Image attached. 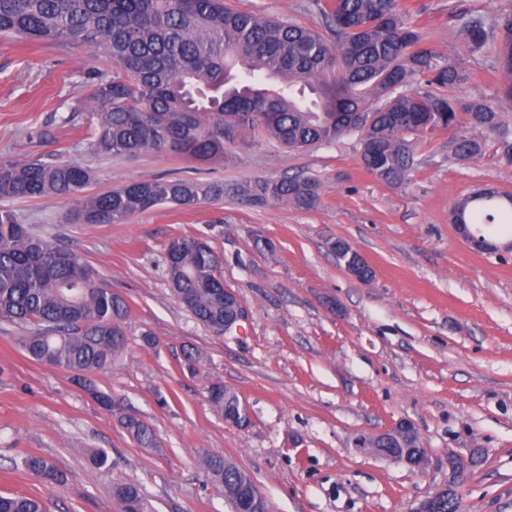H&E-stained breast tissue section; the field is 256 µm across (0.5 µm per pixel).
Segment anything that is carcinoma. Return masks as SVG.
<instances>
[{
  "instance_id": "carcinoma-1",
  "label": "carcinoma",
  "mask_w": 512,
  "mask_h": 512,
  "mask_svg": "<svg viewBox=\"0 0 512 512\" xmlns=\"http://www.w3.org/2000/svg\"><path fill=\"white\" fill-rule=\"evenodd\" d=\"M310 8L334 41L224 0H0V34L65 40L112 60V75H98L81 101V111L95 120L93 146L105 154L153 152L215 165L230 160L229 144L242 134L300 150L355 132L367 171L397 185L413 171L412 139L447 131L448 158L459 164L481 154L487 135L512 163L502 111L455 94L469 73L437 54L399 0H312ZM451 15L463 22L468 52L495 55L508 75L502 99L512 103V11L486 17L458 0ZM91 181V172L75 163L0 160V199L64 198L72 202L74 224H124L158 205L191 209L223 196L248 207L275 202L304 211L321 201L319 181L299 176L231 184L133 179L88 194ZM449 219L493 252L496 243L484 229L512 224V193L477 190L453 206ZM330 249L346 267L363 266L345 240H333ZM163 263L174 297L194 318L217 334L230 333L224 326L238 299L224 287L222 258L209 241L175 237ZM127 315L125 299L96 268L0 209V319L23 329L19 344L29 358L74 372L118 414L129 436L156 448L153 429L87 379L124 347ZM207 401L221 418L240 428L249 424L235 389L212 383ZM200 463L229 503L248 487L259 493L258 510L267 512L266 497L245 469L213 452ZM20 466L45 482L58 479L42 457L25 456ZM111 495L119 512H152L132 482H112ZM0 512H47V506L23 495L0 496Z\"/></svg>"
}]
</instances>
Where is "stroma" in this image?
<instances>
[{"label": "stroma", "mask_w": 512, "mask_h": 512, "mask_svg": "<svg viewBox=\"0 0 512 512\" xmlns=\"http://www.w3.org/2000/svg\"><path fill=\"white\" fill-rule=\"evenodd\" d=\"M242 11L311 29L323 24L309 0H227ZM451 0H400L430 45L472 75L458 90L502 105L492 58L467 54ZM108 58L63 42L0 36V159L76 162L90 169L89 193L133 179L234 183L300 173L321 185L312 211L229 198L190 211L169 205L123 224H70L67 200H7L19 223L57 236L99 270L129 305L126 345L94 373L98 390L137 414L159 445L140 447L79 386L73 372L31 360L19 329L0 322V495L46 501L49 512H118L110 487L136 483L153 512H230L222 488L199 463L222 453L250 472L271 512H408L448 478V454L475 458L459 489L463 512H512V253L472 250L449 221L473 190L512 192V164L494 140L461 165L448 132L414 145L415 170L387 185L366 170L358 136L288 150L272 140L235 141L232 161L204 166L171 154L112 156L93 147L79 111ZM208 237L223 256L224 286L247 309L239 331L219 335L171 295L162 256L178 236ZM275 245L256 248V238ZM347 241L368 265L360 280L331 252ZM156 339L146 347L144 334ZM198 350L196 371L184 349ZM221 381L245 403L240 429L211 411L206 388ZM411 422L430 464L416 473L354 446ZM111 451L112 468L88 452ZM48 460V484L19 468ZM20 466L26 471L40 477L45 482H54L58 479V473L46 459L28 455L21 459Z\"/></svg>", "instance_id": "obj_1"}]
</instances>
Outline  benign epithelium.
I'll return each mask as SVG.
<instances>
[{
    "label": "benign epithelium",
    "mask_w": 512,
    "mask_h": 512,
    "mask_svg": "<svg viewBox=\"0 0 512 512\" xmlns=\"http://www.w3.org/2000/svg\"><path fill=\"white\" fill-rule=\"evenodd\" d=\"M355 446L366 454L401 463L413 471L426 469L430 462L428 449L423 447L415 427L409 422H400L382 434L362 435L356 439ZM384 448H394L396 452L386 454L382 452ZM470 466L471 460L448 453L447 483L417 502L410 512H433L437 496L446 495L450 499L457 496Z\"/></svg>",
    "instance_id": "7a95c632"
}]
</instances>
